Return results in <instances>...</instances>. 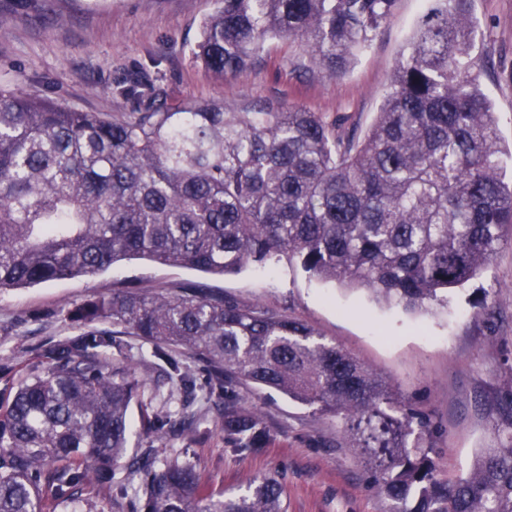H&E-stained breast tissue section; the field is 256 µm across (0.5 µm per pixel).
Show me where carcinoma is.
<instances>
[{
	"mask_svg": "<svg viewBox=\"0 0 512 512\" xmlns=\"http://www.w3.org/2000/svg\"><path fill=\"white\" fill-rule=\"evenodd\" d=\"M397 0H215L197 57L224 78L265 42L299 41L342 77ZM363 139L301 106L227 112L170 101L136 74L133 112H82L0 87V288L89 276L145 258L211 274L284 257L320 278L423 310L474 278L512 228L489 97L473 75L472 0H428ZM84 331L40 353L42 370L0 394V512H49L90 485L135 512H284L273 475L248 493L206 491L156 450L126 460L129 411L146 386L117 336L152 344L150 366L189 388L172 352L207 363L239 452L269 434L231 398L253 384L344 421L389 512H512V398L502 444L466 475L438 469L429 416L304 323L197 288L133 287L68 312ZM112 323V332L95 328ZM124 469L127 482L115 480Z\"/></svg>",
	"mask_w": 512,
	"mask_h": 512,
	"instance_id": "carcinoma-1",
	"label": "carcinoma"
}]
</instances>
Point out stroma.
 Here are the masks:
<instances>
[{
    "label": "stroma",
    "mask_w": 512,
    "mask_h": 512,
    "mask_svg": "<svg viewBox=\"0 0 512 512\" xmlns=\"http://www.w3.org/2000/svg\"><path fill=\"white\" fill-rule=\"evenodd\" d=\"M214 0H0V86L18 87L87 112H129L117 89L146 75L177 100L211 99L230 112L297 105L338 120L339 133L364 134L374 124L397 62L410 41L423 0H399L370 47L349 72L326 75L297 43L268 41L256 65L221 79L193 56ZM474 73L492 100L504 178L512 177V0H474ZM136 285L147 294L201 288L244 304L257 303L310 326L387 377L436 427L442 470L467 472L477 452L497 443L501 407L512 397V235L492 263L445 302L410 311L366 291L324 281L287 260L253 263L209 275L143 259L70 280L0 289V391L40 369L43 346L78 335L69 310ZM193 390L148 381L130 410L129 452L157 449L195 467L205 486L246 493L254 480L277 475L286 512H388L367 481L339 418L281 395L238 386L236 401L256 409L270 431L260 447L240 453L225 438L221 408L209 401L207 373L180 355ZM192 414L195 431L179 436L148 430L145 419L172 425Z\"/></svg>",
    "instance_id": "stroma-1"
}]
</instances>
